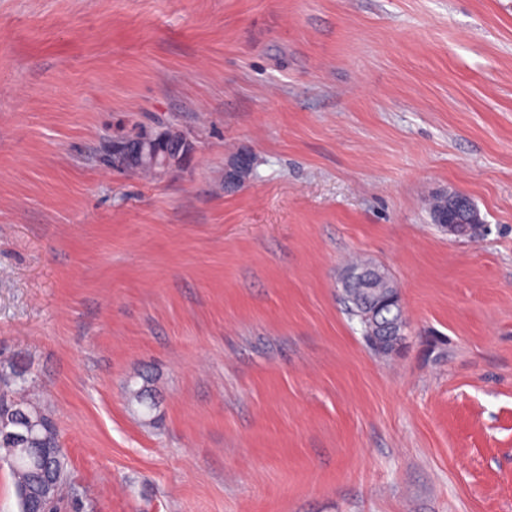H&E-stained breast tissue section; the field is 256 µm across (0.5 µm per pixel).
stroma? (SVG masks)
Here are the masks:
<instances>
[{
	"mask_svg": "<svg viewBox=\"0 0 512 512\" xmlns=\"http://www.w3.org/2000/svg\"><path fill=\"white\" fill-rule=\"evenodd\" d=\"M142 128L192 164H114ZM450 191L477 235L433 224ZM354 258L400 287L396 354L346 312ZM19 361L57 512H512V0H0ZM174 144L175 148L166 149L163 157L160 154L164 150V146L159 145L151 157V164L153 166L152 174L155 177H164L174 169H181L189 166L195 153V146L190 140L183 139L177 136L170 130H150L137 132L128 136L123 140V143H114L112 160L124 167H132L134 171L150 174L147 168H140L142 164H136L144 147L146 145L153 146L158 143ZM139 168V169H138ZM138 169V170H137ZM252 155L247 151H241L232 156L225 165L224 182L227 187H235L239 185L240 174L250 164H252ZM474 210L477 209L475 208L470 198L466 196L464 200L460 203V205L457 207V217L462 221H466ZM439 223L443 224L442 226L446 228L448 234L462 236L466 235L469 232V230L475 227L476 224H480L481 219L479 217V214L472 213L469 221L470 225L460 227L458 226L457 223H453L450 220V217L445 214L439 219Z\"/></svg>",
	"mask_w": 512,
	"mask_h": 512,
	"instance_id": "1",
	"label": "stroma"
}]
</instances>
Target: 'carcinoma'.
Listing matches in <instances>:
<instances>
[{
    "mask_svg": "<svg viewBox=\"0 0 512 512\" xmlns=\"http://www.w3.org/2000/svg\"><path fill=\"white\" fill-rule=\"evenodd\" d=\"M346 310L361 325L364 336L391 342L405 335L402 304L395 301L396 285L385 272L355 262L342 285ZM33 383L27 370L13 364L0 372V457L15 476L20 512H45L63 495L68 464L61 461L56 423L45 409L23 396Z\"/></svg>",
    "mask_w": 512,
    "mask_h": 512,
    "instance_id": "cac0c4a2",
    "label": "carcinoma"
}]
</instances>
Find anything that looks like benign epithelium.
I'll use <instances>...</instances> for the list:
<instances>
[{
  "instance_id": "1",
  "label": "benign epithelium",
  "mask_w": 512,
  "mask_h": 512,
  "mask_svg": "<svg viewBox=\"0 0 512 512\" xmlns=\"http://www.w3.org/2000/svg\"><path fill=\"white\" fill-rule=\"evenodd\" d=\"M165 143L173 145V148L167 149L160 153L154 152L151 157V164L153 166L152 174L156 177H163L174 169H181L189 166L195 153L194 144L186 140L170 130H150L137 132L123 140V143L113 146L115 154L112 155V160L124 167H131L133 169L140 168L138 161L141 157L144 147L152 146L158 143ZM252 155L246 151H241L232 156L225 165L224 169V182L228 187H235L239 185L240 174L250 164H252ZM439 223L443 224L446 231L455 236H462L473 229L475 225L481 223L479 214L474 213L470 217L469 224L465 226H458L452 222L447 215L439 219Z\"/></svg>"
}]
</instances>
